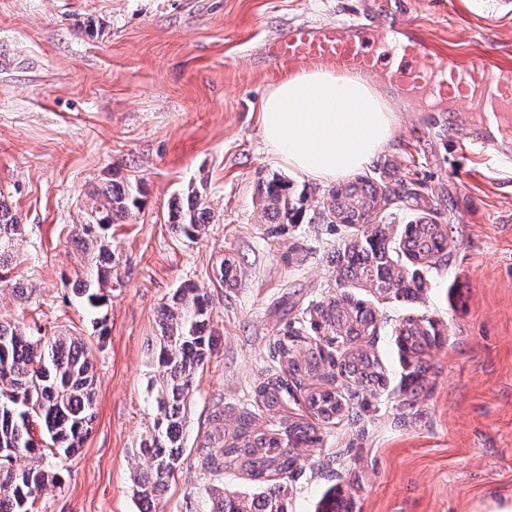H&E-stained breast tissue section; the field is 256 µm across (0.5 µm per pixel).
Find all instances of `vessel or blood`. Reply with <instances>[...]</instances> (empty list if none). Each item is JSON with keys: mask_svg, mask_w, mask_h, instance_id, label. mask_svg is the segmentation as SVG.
I'll use <instances>...</instances> for the list:
<instances>
[{"mask_svg": "<svg viewBox=\"0 0 512 512\" xmlns=\"http://www.w3.org/2000/svg\"><path fill=\"white\" fill-rule=\"evenodd\" d=\"M382 9L381 0H361L353 19L290 27L268 41L266 54L275 63L323 61L342 72L385 75L405 106L412 102L409 91L414 87L439 99H463L481 113L468 132L472 144H491L511 154L512 62H467L459 54H436L413 31L408 5H401L385 27L377 22Z\"/></svg>", "mask_w": 512, "mask_h": 512, "instance_id": "vessel-or-blood-1", "label": "vessel or blood"}]
</instances>
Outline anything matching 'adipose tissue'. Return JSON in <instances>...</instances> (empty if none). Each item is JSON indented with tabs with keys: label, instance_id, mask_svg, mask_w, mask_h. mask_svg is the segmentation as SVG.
I'll return each instance as SVG.
<instances>
[{
	"label": "adipose tissue",
	"instance_id": "1",
	"mask_svg": "<svg viewBox=\"0 0 512 512\" xmlns=\"http://www.w3.org/2000/svg\"><path fill=\"white\" fill-rule=\"evenodd\" d=\"M260 112L269 151L292 171L327 183L365 167L395 131L391 101L376 83L321 66L280 81Z\"/></svg>",
	"mask_w": 512,
	"mask_h": 512
}]
</instances>
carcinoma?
<instances>
[{
	"instance_id": "carcinoma-1",
	"label": "carcinoma",
	"mask_w": 512,
	"mask_h": 512,
	"mask_svg": "<svg viewBox=\"0 0 512 512\" xmlns=\"http://www.w3.org/2000/svg\"><path fill=\"white\" fill-rule=\"evenodd\" d=\"M140 185L112 181L92 194L87 221L76 225L74 243L96 267V280L76 276L73 287L92 308L104 299L102 286L112 280V226L125 224L140 205ZM261 218L266 224H328L340 226L343 236L337 248L339 279L344 290L304 309L302 320L287 322L274 342L279 371L267 375L253 391L257 407L271 411L294 396L288 377L315 378L321 366L340 367L357 390L342 396L333 388H319L306 398L309 410L324 421L349 412V403L372 395L384 381L375 356L361 346L351 347L336 363L324 354L326 345L347 344L376 330V311L350 288H369L376 295L401 297L426 285L455 248L448 226L439 224L420 204V195L409 193L399 181L382 175L361 177L332 188L320 197L306 187L292 189L282 179L259 185ZM399 211H411L413 219L394 224ZM206 196L193 190L172 203L169 221L188 240L199 237L210 223ZM24 232L16 210L0 199V270L14 260L12 246ZM212 298L191 284L175 289L158 312V336L152 346L153 392L156 414L152 427L141 439L133 458L132 483L141 512H158L160 497L183 465V427L193 379L212 353ZM316 344H307V337ZM435 324L408 318L398 330L403 354L416 360L415 370L425 371L419 356L439 343ZM95 376L91 358L75 336H42L33 323L0 321V512H32L39 491L54 482L49 471L36 464L15 466L14 459L42 454L30 425L39 418L49 435L46 447L61 457L75 455L95 418ZM216 424L197 451L208 467H235L264 490L250 498L212 494L210 512H284L288 472L297 463V448H313L320 438L314 428L280 418L272 426L259 423L257 413L244 409L231 425Z\"/></svg>"
}]
</instances>
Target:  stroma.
I'll use <instances>...</instances> for the list:
<instances>
[{"label":"stroma","mask_w":512,"mask_h":512,"mask_svg":"<svg viewBox=\"0 0 512 512\" xmlns=\"http://www.w3.org/2000/svg\"><path fill=\"white\" fill-rule=\"evenodd\" d=\"M410 21L433 50L487 40L512 59V7L501 0H411ZM359 0H0V194L26 226L0 288V321H38L81 337L96 368L95 419L78 455L43 458L56 475L36 512H139L131 455L156 413L148 388L157 311L184 283L212 297V355L187 410L185 461L159 512H208L210 489H259L239 470L210 472L197 448L214 416L238 414L278 365L283 324L337 290L339 237L325 224L260 221L258 185L280 176L317 193L328 184L267 149L259 106L293 74L266 43L289 26L350 17ZM102 25L93 38L78 21ZM395 136L364 169H381L428 200L456 248L410 297L372 299L377 329L364 347L386 382L349 415L318 424L299 451L287 512H317L339 489L349 512H474L512 496V161L467 138L469 112L395 110ZM140 183L128 223L112 231V283L101 308L68 280L88 272L72 244L89 194ZM203 190L211 220L189 240L171 201ZM296 260H289V248ZM234 279L219 283L223 259ZM32 289L20 305L10 283ZM443 332L413 383L396 343L407 318ZM106 319L108 336L94 323Z\"/></svg>","instance_id":"stroma-1"}]
</instances>
